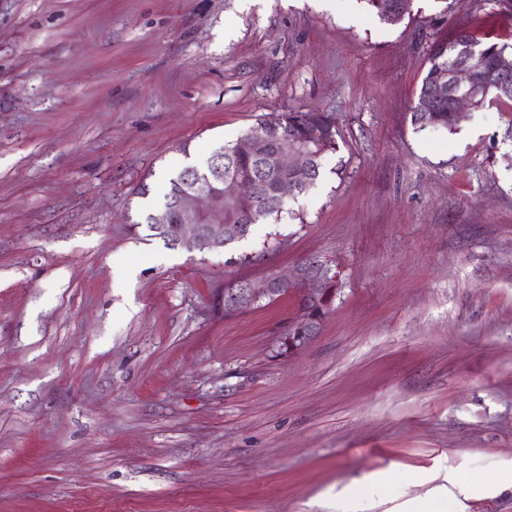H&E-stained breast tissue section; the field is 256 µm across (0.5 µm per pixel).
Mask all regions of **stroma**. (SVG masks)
Masks as SVG:
<instances>
[{"mask_svg": "<svg viewBox=\"0 0 512 512\" xmlns=\"http://www.w3.org/2000/svg\"><path fill=\"white\" fill-rule=\"evenodd\" d=\"M463 34L512 43V0H0V512H512V101L412 119ZM288 112L337 149L280 220L155 235ZM312 257L341 294L297 355L294 298L225 312Z\"/></svg>", "mask_w": 512, "mask_h": 512, "instance_id": "obj_1", "label": "stroma"}]
</instances>
